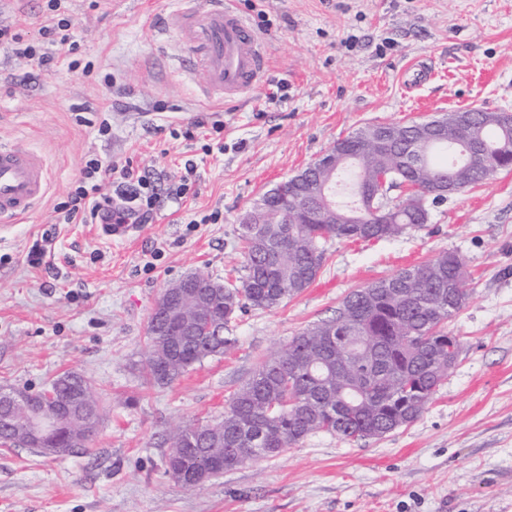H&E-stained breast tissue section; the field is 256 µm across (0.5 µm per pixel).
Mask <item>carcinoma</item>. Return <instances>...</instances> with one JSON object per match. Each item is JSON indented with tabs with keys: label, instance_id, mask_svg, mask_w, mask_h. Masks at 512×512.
I'll list each match as a JSON object with an SVG mask.
<instances>
[{
	"label": "carcinoma",
	"instance_id": "carcinoma-1",
	"mask_svg": "<svg viewBox=\"0 0 512 512\" xmlns=\"http://www.w3.org/2000/svg\"><path fill=\"white\" fill-rule=\"evenodd\" d=\"M477 126L448 138L512 147L501 127L480 119ZM399 141L393 152L409 148L414 125L396 123ZM460 150L442 143L418 160L414 170L398 169L376 202L387 207L391 223L378 224L371 206L359 213L360 224H346L357 203L338 204L329 220L321 224H283L293 201L270 203L261 224L239 225L244 249L241 284L224 283L217 295L184 302L182 319L192 321L213 305L224 324L236 320L247 308L270 310L285 299L301 294L317 277L326 258V244L335 238L382 240L398 236L425 224L407 200L389 199L390 191L408 180L420 183L455 178L460 189L475 186L496 173L492 159L479 157L466 167L450 170ZM395 158L371 153L350 160L329 176L338 184L348 179L353 186L373 178ZM459 254L445 252L434 259L403 268L346 295L334 315L294 337L285 349L267 357L249 379L233 394L220 429L205 441H189L195 424L177 428L171 448L165 454L164 474L174 478L173 461L193 465L198 458L221 460L223 471L263 458H273L299 445L308 436L325 432L356 441L379 439L417 420L448 376V338H434L432 332L444 325L467 299L464 285L455 283ZM154 318H149L150 348L145 364L149 381L165 386L194 364L224 355L237 339L224 334L199 336L193 353L175 356L168 349L175 336H158ZM366 336L368 342L343 361L337 360V337ZM43 397L66 403H86L103 421V400L82 374L67 372L56 378ZM23 441L22 426L0 428V447L18 448Z\"/></svg>",
	"mask_w": 512,
	"mask_h": 512
}]
</instances>
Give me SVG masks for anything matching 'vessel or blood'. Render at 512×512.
Masks as SVG:
<instances>
[{
	"label": "vessel or blood",
	"instance_id": "1",
	"mask_svg": "<svg viewBox=\"0 0 512 512\" xmlns=\"http://www.w3.org/2000/svg\"><path fill=\"white\" fill-rule=\"evenodd\" d=\"M167 20L177 30L188 63L206 76L203 94L235 100L260 84L268 66L263 40L252 30L231 0H176ZM47 189L42 158L23 145H0V223L9 224L32 213Z\"/></svg>",
	"mask_w": 512,
	"mask_h": 512
}]
</instances>
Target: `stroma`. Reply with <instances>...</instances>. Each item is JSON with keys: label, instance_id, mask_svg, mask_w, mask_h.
<instances>
[{"label": "stroma", "instance_id": "obj_1", "mask_svg": "<svg viewBox=\"0 0 512 512\" xmlns=\"http://www.w3.org/2000/svg\"><path fill=\"white\" fill-rule=\"evenodd\" d=\"M267 44L270 67L251 100H206L179 36L160 19L170 0H73L82 63L56 64L0 89V143L41 155V206L0 225V387L32 392L63 373L106 397L86 451L56 457L0 448V512H512V170L430 206L424 227L379 241L332 240L304 292L226 326L238 339L169 385L147 382V325L164 288L193 272L238 283V217L340 138L484 108L512 113V0H237ZM432 79L411 87L413 66ZM111 82H104V75ZM288 90L275 97L277 83ZM223 120V152L185 128ZM108 115L112 134L97 126ZM130 161L161 185L160 203L127 240L92 224H60L55 206L88 157ZM215 213L217 223H202ZM51 253L27 255L41 237ZM455 252L468 297L446 330L458 359L422 415L380 439L308 436L188 489L164 474L179 426L223 418L257 364L332 317L351 290Z\"/></svg>", "mask_w": 512, "mask_h": 512}]
</instances>
